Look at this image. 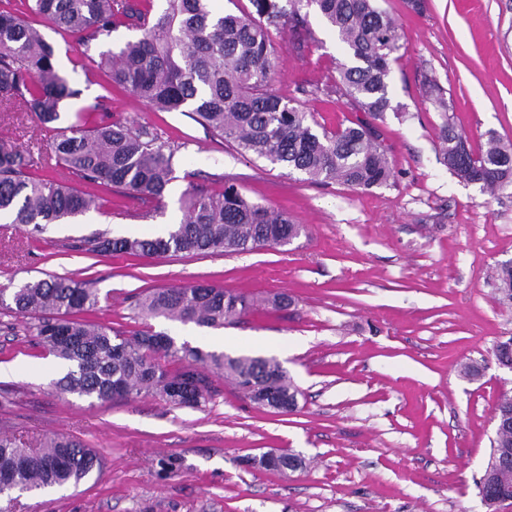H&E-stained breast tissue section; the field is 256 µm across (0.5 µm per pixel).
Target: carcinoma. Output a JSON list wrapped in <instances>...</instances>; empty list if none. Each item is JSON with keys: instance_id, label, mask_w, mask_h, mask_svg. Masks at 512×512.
<instances>
[{"instance_id": "carcinoma-1", "label": "carcinoma", "mask_w": 512, "mask_h": 512, "mask_svg": "<svg viewBox=\"0 0 512 512\" xmlns=\"http://www.w3.org/2000/svg\"><path fill=\"white\" fill-rule=\"evenodd\" d=\"M151 0H0V112H20L34 122L31 143H0V217L41 233L99 209L98 198L80 185L131 190L144 205L142 216L164 206L174 180L175 144L146 124L111 118L112 97L100 94L75 112L66 101L80 95L56 65L57 48L26 13L47 20L85 48L80 67L91 83L97 73L107 86L121 88L159 112H188L210 133L233 143L242 154L299 173L311 182L337 183L353 190L387 184L393 170L379 134L367 122L328 130L293 100L275 94L279 72L273 35L287 29L297 39L307 33L303 8H313L341 43L335 92L354 101L373 119L398 111L389 93L393 66L401 59V35L379 0H249L251 9L217 11L213 0H165L158 16ZM120 27L141 32L118 51L95 58L92 47L107 42ZM441 109L438 140L442 161L460 181L480 192L512 195V146L489 135L473 151L450 122L441 89L429 85ZM67 171L68 180L40 176L32 148ZM183 217L164 236L82 241L97 254L150 257L173 253H244L298 238L304 231L284 212L249 201L235 186L213 195L190 192ZM499 303L512 305V260L497 265ZM10 303H5V297ZM97 294L85 281L50 276L8 289L0 305L32 326L39 343L66 367L55 382L64 394L100 404L117 398L159 396L178 406L198 407L214 392L202 365L231 379L244 393L250 384H270L285 396L295 390L273 358L204 352L149 330L126 333L81 318L96 311ZM146 318L164 317L207 328H222L255 311L253 300L208 284L156 289L137 299ZM187 361L174 373L164 363ZM500 428L491 447L512 455V395L498 405ZM104 466L94 448L65 436L25 448L0 434V512L23 493L76 487ZM482 503L512 496V459L477 482Z\"/></svg>"}]
</instances>
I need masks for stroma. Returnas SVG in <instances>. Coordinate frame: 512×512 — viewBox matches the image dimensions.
Segmentation results:
<instances>
[{"label":"stroma","instance_id":"stroma-1","mask_svg":"<svg viewBox=\"0 0 512 512\" xmlns=\"http://www.w3.org/2000/svg\"><path fill=\"white\" fill-rule=\"evenodd\" d=\"M404 44L391 91L399 113L374 122L394 177L354 191L317 184L208 133L184 112H154L122 89L112 117L187 142L162 213L145 219L135 194L104 192L100 210L40 235L0 223V285L50 275L86 281L98 321L145 327L205 351L276 358L298 391L290 414L259 406L230 381L202 406L145 396L103 405L58 393L60 362L30 332L31 318L0 307V433L28 445L65 434L98 449L101 475L54 496H23L16 512H486L476 483L490 452L493 415L512 374L496 364V342L512 336V307L495 298L492 274L512 260V197L460 182L442 163L441 118L426 84L436 80L472 150L489 133L512 144V0H381ZM311 38L277 35L273 91L298 100L333 129L368 121L332 93L342 52L317 13ZM57 64L92 103L73 68L75 39L41 23ZM233 183L304 231L291 245L249 253L97 255L81 240L161 235L182 218L196 187ZM209 284L259 300L255 314L221 329L163 317L142 319L136 296L172 285ZM288 296L274 308L269 298ZM482 365L465 378V364ZM270 449L302 456L297 471L248 468Z\"/></svg>","mask_w":512,"mask_h":512}]
</instances>
